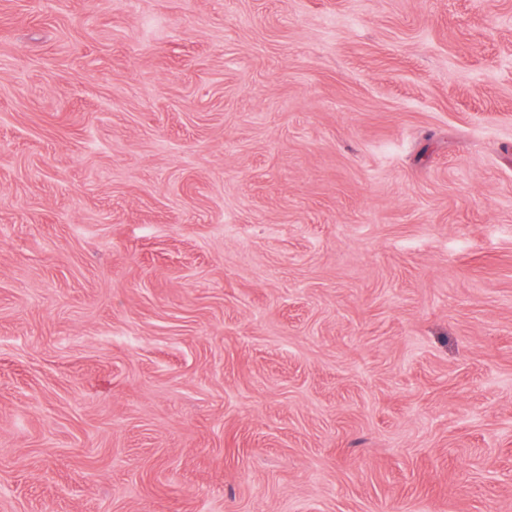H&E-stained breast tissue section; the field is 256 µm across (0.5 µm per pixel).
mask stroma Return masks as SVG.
<instances>
[{
    "instance_id": "1",
    "label": "stroma",
    "mask_w": 512,
    "mask_h": 512,
    "mask_svg": "<svg viewBox=\"0 0 512 512\" xmlns=\"http://www.w3.org/2000/svg\"><path fill=\"white\" fill-rule=\"evenodd\" d=\"M0 512H512V0H0Z\"/></svg>"
}]
</instances>
